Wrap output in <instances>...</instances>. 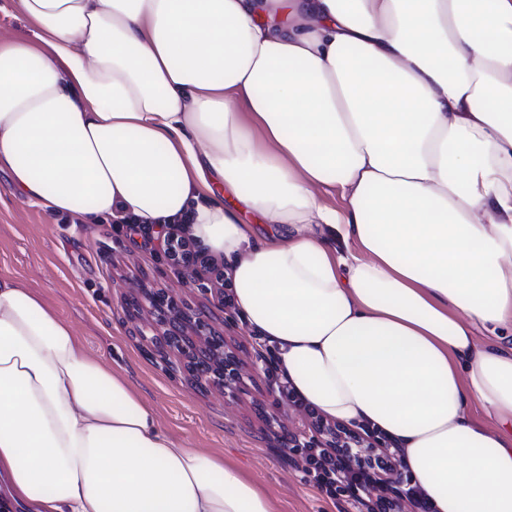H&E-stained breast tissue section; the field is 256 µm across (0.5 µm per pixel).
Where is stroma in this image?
<instances>
[{
  "mask_svg": "<svg viewBox=\"0 0 512 512\" xmlns=\"http://www.w3.org/2000/svg\"><path fill=\"white\" fill-rule=\"evenodd\" d=\"M159 251L157 241L127 234L112 221L90 225L66 213L47 217L0 172V276L16 279L53 306L84 352L121 373L154 405L171 435L257 477L278 512H339L307 482L303 468L294 465L296 452L284 446V433L308 432L311 420L278 396L269 371L255 374L256 390L234 401L193 388L176 353L139 335L132 302L141 291L161 289L178 308L208 311L212 329L240 343L244 362L275 354L272 345H259L241 317L213 307L214 276L202 271L187 283L180 270L160 261ZM262 407L278 412L275 430L261 420Z\"/></svg>",
  "mask_w": 512,
  "mask_h": 512,
  "instance_id": "stroma-1",
  "label": "stroma"
}]
</instances>
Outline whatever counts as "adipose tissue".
<instances>
[{
  "instance_id": "adipose-tissue-1",
  "label": "adipose tissue",
  "mask_w": 512,
  "mask_h": 512,
  "mask_svg": "<svg viewBox=\"0 0 512 512\" xmlns=\"http://www.w3.org/2000/svg\"><path fill=\"white\" fill-rule=\"evenodd\" d=\"M14 7L33 29L0 38V171L22 199L188 217L307 403L396 439L434 512H512V0ZM0 489L25 512H276L9 277Z\"/></svg>"
}]
</instances>
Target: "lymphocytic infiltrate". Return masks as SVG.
<instances>
[{
    "mask_svg": "<svg viewBox=\"0 0 512 512\" xmlns=\"http://www.w3.org/2000/svg\"><path fill=\"white\" fill-rule=\"evenodd\" d=\"M310 417L316 437L301 440L289 433L284 440L303 455L313 487L351 512H433L419 488L407 480L389 494L374 493V484L400 463L396 444H373V431L359 433L315 411Z\"/></svg>",
    "mask_w": 512,
    "mask_h": 512,
    "instance_id": "obj_1",
    "label": "lymphocytic infiltrate"
}]
</instances>
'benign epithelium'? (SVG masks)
I'll list each match as a JSON object with an SVG mask.
<instances>
[{
    "label": "benign epithelium",
    "mask_w": 512,
    "mask_h": 512,
    "mask_svg": "<svg viewBox=\"0 0 512 512\" xmlns=\"http://www.w3.org/2000/svg\"><path fill=\"white\" fill-rule=\"evenodd\" d=\"M157 295L145 296L138 315L149 322L153 332L151 341L181 354L185 368L197 386H211L229 396H236L258 370V362L247 366L222 337L212 333L201 312L179 308L167 311L164 319L155 317Z\"/></svg>",
    "instance_id": "benign-epithelium-1"
}]
</instances>
